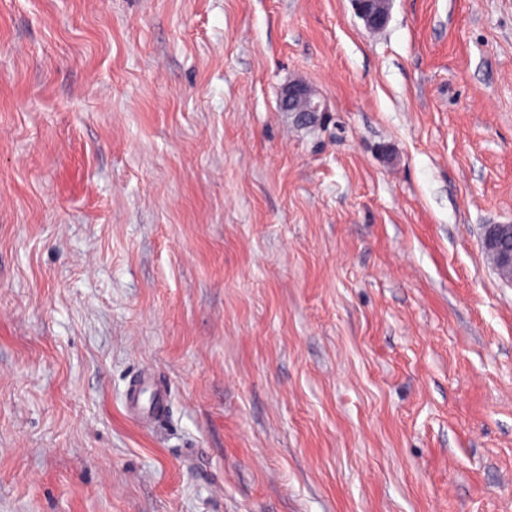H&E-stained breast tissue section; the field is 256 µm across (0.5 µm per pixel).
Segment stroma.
<instances>
[{"mask_svg": "<svg viewBox=\"0 0 512 512\" xmlns=\"http://www.w3.org/2000/svg\"><path fill=\"white\" fill-rule=\"evenodd\" d=\"M486 224L512 0H0V512H512ZM357 15L373 31L383 30L390 18L391 0H353ZM284 112H305L311 119L317 112H323L321 103L316 101L312 90L302 82L290 84L285 87L280 100ZM145 388L153 390L152 400L146 412L143 411L140 404ZM126 401L136 416L153 422L163 417L166 413L169 405V394L164 387L155 384L151 374H145L139 380L129 385L126 390ZM147 414H151V416Z\"/></svg>", "mask_w": 512, "mask_h": 512, "instance_id": "1", "label": "stroma"}]
</instances>
